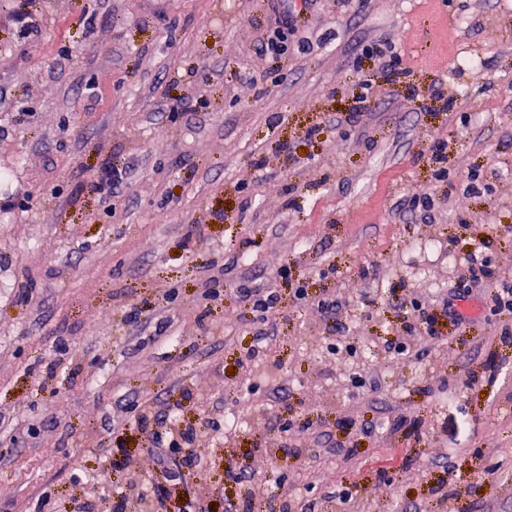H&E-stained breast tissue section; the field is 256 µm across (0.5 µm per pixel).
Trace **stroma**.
<instances>
[{
  "label": "stroma",
  "instance_id": "1",
  "mask_svg": "<svg viewBox=\"0 0 512 512\" xmlns=\"http://www.w3.org/2000/svg\"><path fill=\"white\" fill-rule=\"evenodd\" d=\"M273 2L0 0V512L135 500L158 471L144 401L203 459L166 512H512V317L485 283L466 327L440 314L475 243L512 271V0H316L277 56ZM385 39L392 82L364 53ZM105 163L131 169L108 205L85 187ZM260 285L281 378L252 395L239 290ZM320 431L350 455L313 456Z\"/></svg>",
  "mask_w": 512,
  "mask_h": 512
}]
</instances>
